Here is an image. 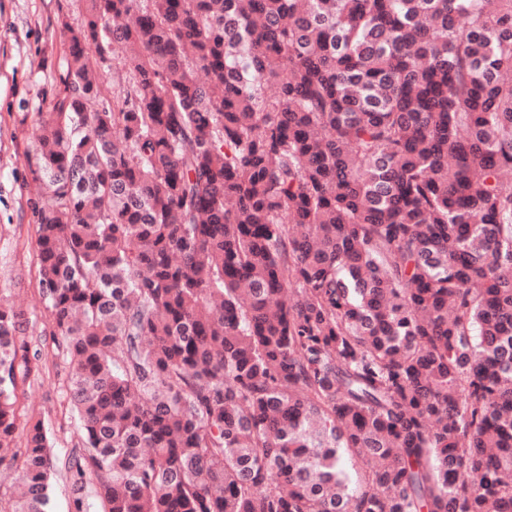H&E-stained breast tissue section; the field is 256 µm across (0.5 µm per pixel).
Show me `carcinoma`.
<instances>
[{
	"instance_id": "1",
	"label": "carcinoma",
	"mask_w": 512,
	"mask_h": 512,
	"mask_svg": "<svg viewBox=\"0 0 512 512\" xmlns=\"http://www.w3.org/2000/svg\"><path fill=\"white\" fill-rule=\"evenodd\" d=\"M81 2L27 158L80 434L0 295V512H512V0Z\"/></svg>"
}]
</instances>
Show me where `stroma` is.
<instances>
[{
  "mask_svg": "<svg viewBox=\"0 0 512 512\" xmlns=\"http://www.w3.org/2000/svg\"><path fill=\"white\" fill-rule=\"evenodd\" d=\"M79 16L78 0H0V293L23 294L35 311L28 335L49 337L52 320L36 295L38 255L31 211L34 182L27 162L33 128L62 62L52 50L59 12ZM66 375L50 362L21 383L27 415L41 419L57 455L77 440L78 423L63 400Z\"/></svg>",
  "mask_w": 512,
  "mask_h": 512,
  "instance_id": "stroma-1",
  "label": "stroma"
}]
</instances>
